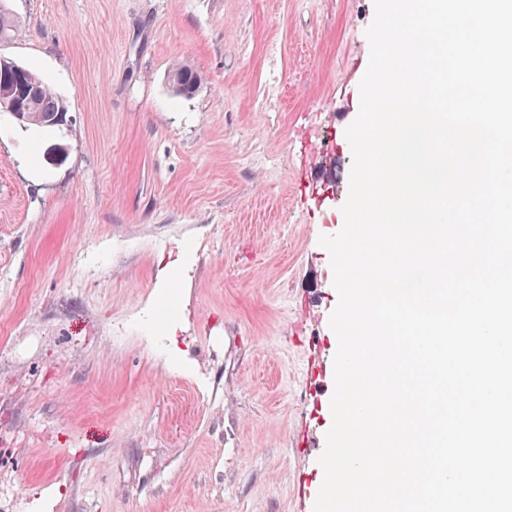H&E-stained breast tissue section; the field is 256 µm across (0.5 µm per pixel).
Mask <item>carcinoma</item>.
<instances>
[{
    "mask_svg": "<svg viewBox=\"0 0 512 512\" xmlns=\"http://www.w3.org/2000/svg\"><path fill=\"white\" fill-rule=\"evenodd\" d=\"M6 2L0 0V43L11 40L20 25ZM170 78L173 91L185 97L194 95L201 82L200 74L190 64L173 68ZM0 91L6 99L17 94L24 96L27 112L22 124L33 125L40 133L59 126L56 118L68 112L65 100L54 93L38 73L8 59L0 62Z\"/></svg>",
    "mask_w": 512,
    "mask_h": 512,
    "instance_id": "1",
    "label": "carcinoma"
}]
</instances>
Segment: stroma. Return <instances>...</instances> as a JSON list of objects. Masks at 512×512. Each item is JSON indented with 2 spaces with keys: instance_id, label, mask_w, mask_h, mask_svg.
Here are the masks:
<instances>
[{
  "instance_id": "obj_1",
  "label": "stroma",
  "mask_w": 512,
  "mask_h": 512,
  "mask_svg": "<svg viewBox=\"0 0 512 512\" xmlns=\"http://www.w3.org/2000/svg\"><path fill=\"white\" fill-rule=\"evenodd\" d=\"M9 6L68 122L0 114V512H314L373 0ZM171 82L176 95L190 97L196 93L201 82L198 71L190 64H182L171 70ZM178 86V88H176Z\"/></svg>"
}]
</instances>
